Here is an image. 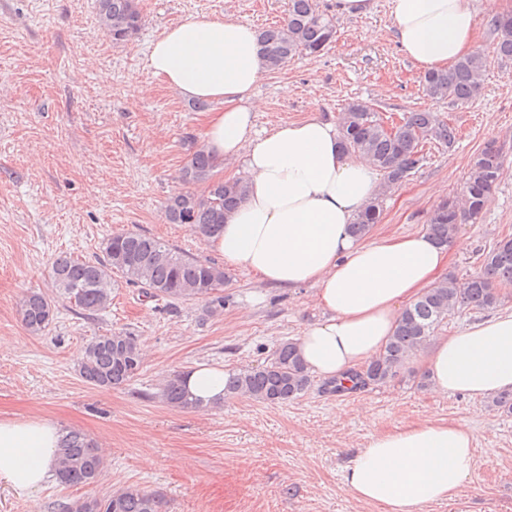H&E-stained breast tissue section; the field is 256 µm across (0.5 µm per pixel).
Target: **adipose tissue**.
Returning <instances> with one entry per match:
<instances>
[{
  "mask_svg": "<svg viewBox=\"0 0 512 512\" xmlns=\"http://www.w3.org/2000/svg\"><path fill=\"white\" fill-rule=\"evenodd\" d=\"M395 39L423 69H445L474 51L472 0H390ZM152 76L186 99L216 102L202 133L220 163L238 162L248 186L210 249L260 282L313 287L322 321L298 340L319 376L347 380L385 345L402 309L435 283L449 250L420 230L374 241L350 226L379 193L382 174L341 147L317 118L259 134L254 90L266 72L255 29L207 14L166 28L150 46ZM440 393L482 398L512 389V313L438 337L419 359ZM223 367L196 364L181 376L206 410L224 399ZM62 430L43 418L0 419V482L33 493L52 478ZM475 463V440L451 421L422 420L373 435L356 449L344 483L381 512H417L452 500Z\"/></svg>",
  "mask_w": 512,
  "mask_h": 512,
  "instance_id": "obj_1",
  "label": "adipose tissue"
}]
</instances>
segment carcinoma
Instances as JSON below:
<instances>
[{
  "mask_svg": "<svg viewBox=\"0 0 512 512\" xmlns=\"http://www.w3.org/2000/svg\"><path fill=\"white\" fill-rule=\"evenodd\" d=\"M97 23L116 44L130 39L141 25L136 0H97ZM491 34L497 53L512 59V16L491 20ZM336 37L333 21L319 10L316 0H290L288 19L281 26H270L259 33L261 54L267 69L278 70L300 55H316ZM486 61L475 52L445 70L427 71L421 77L422 91L434 100L448 99L460 106L468 104L480 88ZM343 150L350 155L370 158L387 179L395 184L415 171L424 159L422 148L435 143L452 148L455 129L434 112H410L400 121L389 123L373 105L350 102L337 118ZM215 162L202 147L190 146L187 161L180 170L183 188L171 194L163 206L169 224H191L203 238L216 236L224 227V215L246 196L247 185L239 180L215 181ZM503 168L500 149L488 144L472 161L463 187L464 205L454 199L440 204L431 214L426 229L440 244L450 242L460 224H476L481 219L484 199L498 185ZM205 185L203 193L193 190ZM377 196L351 224V232L362 239L370 234L381 215ZM105 259L97 262L60 255L51 266L52 287L84 314L95 316L112 303V288L118 273L125 282L142 288L154 299H208L210 312L224 308V298L216 292L224 286V270L209 262L191 259L163 239L133 231L115 234L105 243ZM512 286V236L504 237L484 254L479 271L461 282L450 275L426 289L419 299L405 308L394 332L378 355L350 373L351 385L336 380V392L381 386L397 378L406 363L429 344L443 321L467 308L491 309L500 302V290ZM21 320L34 335L46 331L54 321L55 304L45 294L28 293L19 307ZM142 364L138 339L124 331L96 337L81 354L79 375L88 384L110 389L129 383ZM313 382L297 342L284 340L258 368L228 374L226 396L247 393L270 404H283L305 394ZM170 407L194 409L178 378L169 379L160 392ZM104 468L97 444L86 434L67 430L58 448L57 482L74 487L95 482ZM163 498L138 487H127L103 499L74 500L61 505L62 512H165Z\"/></svg>",
  "mask_w": 512,
  "mask_h": 512,
  "instance_id": "1",
  "label": "carcinoma"
}]
</instances>
